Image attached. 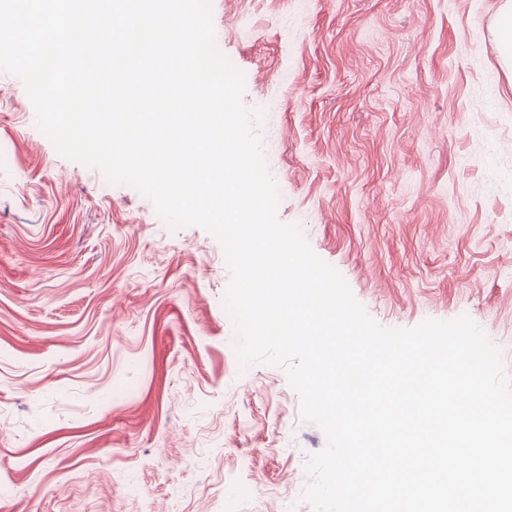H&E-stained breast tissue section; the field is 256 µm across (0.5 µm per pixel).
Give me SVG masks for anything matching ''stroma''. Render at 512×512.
Segmentation results:
<instances>
[{
    "instance_id": "35a3bbf8",
    "label": "stroma",
    "mask_w": 512,
    "mask_h": 512,
    "mask_svg": "<svg viewBox=\"0 0 512 512\" xmlns=\"http://www.w3.org/2000/svg\"><path fill=\"white\" fill-rule=\"evenodd\" d=\"M298 224L379 324L469 316L512 379L507 0H210ZM217 240L58 153L0 71V512H314L327 439L240 366Z\"/></svg>"
}]
</instances>
